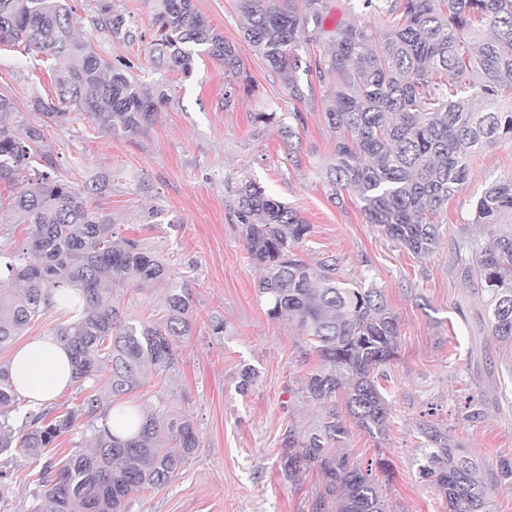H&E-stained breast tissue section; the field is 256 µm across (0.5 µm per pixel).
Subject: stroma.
I'll use <instances>...</instances> for the list:
<instances>
[{
    "instance_id": "stroma-1",
    "label": "stroma",
    "mask_w": 512,
    "mask_h": 512,
    "mask_svg": "<svg viewBox=\"0 0 512 512\" xmlns=\"http://www.w3.org/2000/svg\"><path fill=\"white\" fill-rule=\"evenodd\" d=\"M324 2L323 33L298 52L302 84L310 79L308 66L329 53L337 23L377 21L386 4L375 0L369 9L362 0ZM69 3L76 35L103 57L129 61L145 84L163 77L175 89L172 102L143 131L105 134L75 110L60 121L44 120L34 102L53 92L47 64L19 48L0 52V86L15 95L13 124L42 125L41 150L56 173L88 191L90 206L111 217L119 237L166 259L192 298L194 324L175 348L173 368L148 374L127 403L189 420L200 445L175 480L137 495L130 512H308L322 481L315 469L289 481L278 466L285 429L304 433L321 418L302 391L318 358L294 324L267 316L258 295L261 272L249 258L227 192L228 184L247 176L310 224V261L335 258L342 282L362 280L381 289L397 317V354L378 379L391 406L390 426L374 438L352 424L345 439L351 461L371 469L387 512H446L418 471L423 417L448 430L477 460L484 479L501 461L512 462V339L493 336L480 293L456 266L459 246L487 239L472 222L473 204L489 183L512 178V140L476 156L471 178L436 218L440 246L418 256L369 223L353 191L334 203L326 179L335 145L325 118L326 89L318 85L312 96L292 98L246 41L237 0L193 4L236 45L242 76L205 57L187 78L159 75L150 62L158 0H109L127 20L130 44L93 25L96 0ZM259 112L303 115L296 150L288 149L277 126L255 123ZM247 370L254 380L244 390ZM468 397L480 402V421L461 414ZM89 444V432L78 429L61 436L55 449L10 463L0 455L17 507L29 505L51 453Z\"/></svg>"
}]
</instances>
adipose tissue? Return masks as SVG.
<instances>
[{
  "instance_id": "obj_1",
  "label": "adipose tissue",
  "mask_w": 512,
  "mask_h": 512,
  "mask_svg": "<svg viewBox=\"0 0 512 512\" xmlns=\"http://www.w3.org/2000/svg\"><path fill=\"white\" fill-rule=\"evenodd\" d=\"M16 393L37 407L60 394L73 382L69 352L53 336H43L18 348L9 363Z\"/></svg>"
}]
</instances>
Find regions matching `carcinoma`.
I'll return each instance as SVG.
<instances>
[{
    "instance_id": "1",
    "label": "carcinoma",
    "mask_w": 512,
    "mask_h": 512,
    "mask_svg": "<svg viewBox=\"0 0 512 512\" xmlns=\"http://www.w3.org/2000/svg\"><path fill=\"white\" fill-rule=\"evenodd\" d=\"M240 0L245 39L256 55L285 77L291 95L304 92L294 77L302 44L314 42L322 26L324 0ZM68 0H0V47L23 46L25 54L56 61L54 96L35 109L59 120L85 112L101 132L132 133L156 115L155 97L125 62L103 58L75 37ZM110 37L132 40L127 20L100 2L92 19ZM151 45L156 62L182 75L202 57L239 67L236 46L192 4L160 0ZM318 83H328L325 112L335 133L330 167L333 200L357 192L370 223L416 255L440 245L434 219L448 198L471 176V160L484 148L512 139V0H390L380 24L339 25L331 53L314 62ZM12 94L0 92V183L25 178V188L0 203L1 224L29 226L22 253L4 262L0 279V349L54 308L50 292L77 288L84 304L54 326L68 348L74 383L83 400L54 414L33 408L13 388L8 365L0 366V453L48 448L76 428L91 432L92 446L45 462L41 488L30 512H128L135 497L178 477L199 439L188 422L166 420L155 411L133 410L124 437L98 426L110 410L143 385L145 369L170 370L174 347L190 335V294L139 243L115 241L111 219L90 210L71 182L39 169L36 127L6 122ZM261 123L279 124L287 142L298 137L303 116L288 119L259 112ZM235 222L252 263L263 271L259 297L272 319L296 322L320 365L305 382L308 397L325 406L317 427L301 434L290 426L279 448V467L291 481L310 469L322 474L309 512H386L372 470L351 462L341 447L349 418L363 432H386L390 407L378 388L380 368L395 356L398 321L381 291L346 286L336 261L311 265L304 259L310 225L286 204L266 194L252 178L234 188ZM473 223L512 221V179L492 182L473 205ZM459 257L467 277L485 293L493 335L512 338V233L490 234L466 246ZM167 286L156 320L124 315L128 291ZM105 379L112 400L87 392L84 384ZM424 454L419 474L445 501L448 512H489V485L479 465L459 454L448 431L419 426Z\"/></svg>"
}]
</instances>
